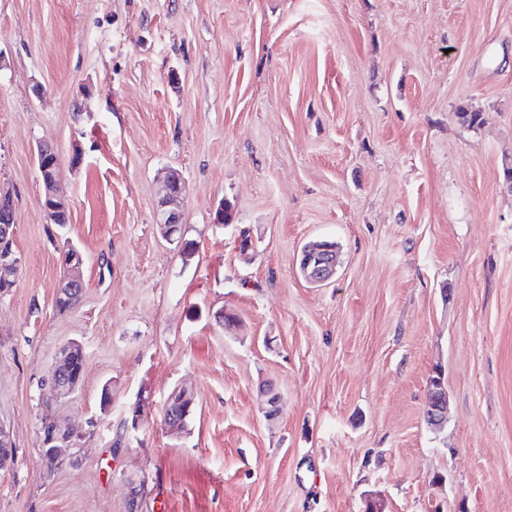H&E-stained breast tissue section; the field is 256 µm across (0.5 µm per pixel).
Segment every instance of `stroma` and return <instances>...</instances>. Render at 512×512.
Masks as SVG:
<instances>
[{
    "label": "stroma",
    "mask_w": 512,
    "mask_h": 512,
    "mask_svg": "<svg viewBox=\"0 0 512 512\" xmlns=\"http://www.w3.org/2000/svg\"><path fill=\"white\" fill-rule=\"evenodd\" d=\"M509 168L512 0H0V191L22 259L0 297V512H362L366 492L384 512H512ZM169 170L187 261L155 222ZM315 239L338 245L321 287L296 267ZM70 243L84 291L62 314ZM71 341L84 380L45 404ZM183 385L196 403L172 435ZM49 419L79 433L56 470ZM47 153L52 155V159L44 160ZM60 167V159L55 149L44 143L39 150V163L38 170L41 177L42 186L44 188L45 196L49 200L48 213L44 207V197L42 198V206L46 211L49 219L53 224H69L68 208L64 202L57 195V177ZM62 213V217L58 220L52 219L50 216H58ZM426 417L432 426L439 425L446 413L447 396L442 383H430L427 390ZM195 404L194 396L186 387H180L175 390L167 399L166 402V417L164 419V426L168 427L170 431H179L183 429L182 421L189 414L190 405ZM179 410L181 417L172 414V411ZM164 412V416H165Z\"/></svg>",
    "instance_id": "stroma-1"
}]
</instances>
